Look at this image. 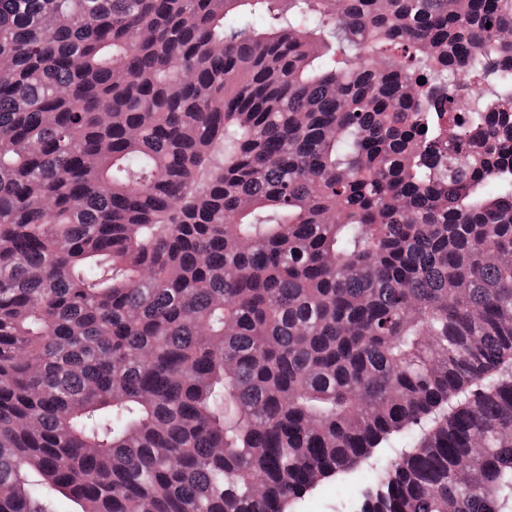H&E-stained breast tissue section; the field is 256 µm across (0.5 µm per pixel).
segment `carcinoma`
Returning a JSON list of instances; mask_svg holds the SVG:
<instances>
[{"mask_svg":"<svg viewBox=\"0 0 512 512\" xmlns=\"http://www.w3.org/2000/svg\"><path fill=\"white\" fill-rule=\"evenodd\" d=\"M391 437L360 512H512V0H0V512Z\"/></svg>","mask_w":512,"mask_h":512,"instance_id":"obj_1","label":"carcinoma"}]
</instances>
